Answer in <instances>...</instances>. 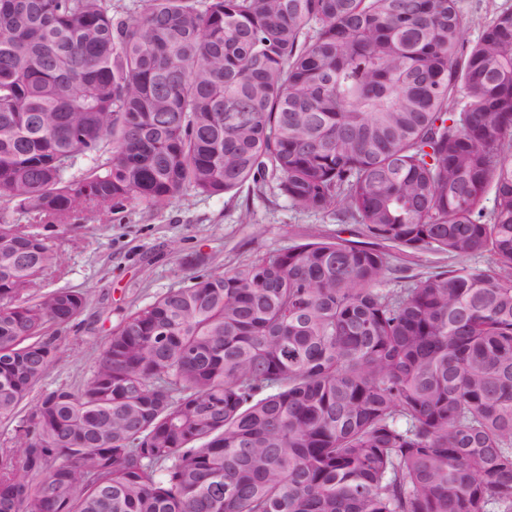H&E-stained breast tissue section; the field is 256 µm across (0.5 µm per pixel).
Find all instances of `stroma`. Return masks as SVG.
<instances>
[{"mask_svg": "<svg viewBox=\"0 0 512 512\" xmlns=\"http://www.w3.org/2000/svg\"><path fill=\"white\" fill-rule=\"evenodd\" d=\"M249 222H241L242 210ZM359 228L333 215L292 208L275 189L254 195L249 187L213 197L185 195L155 208L133 204L109 224L80 220L47 228L62 263L43 282L44 290L81 292L86 306L60 335L59 362L30 394L75 388L90 375L99 347L131 311L204 271H221L267 252L311 241L314 236L357 239ZM392 275H428L453 266L444 254L390 249Z\"/></svg>", "mask_w": 512, "mask_h": 512, "instance_id": "1", "label": "stroma"}]
</instances>
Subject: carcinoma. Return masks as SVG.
Listing matches in <instances>:
<instances>
[{
  "label": "carcinoma",
  "instance_id": "obj_1",
  "mask_svg": "<svg viewBox=\"0 0 512 512\" xmlns=\"http://www.w3.org/2000/svg\"><path fill=\"white\" fill-rule=\"evenodd\" d=\"M142 2L0 0V512H512V11ZM271 182L368 241L196 275L22 411L86 305L34 225ZM459 7L470 21L464 36L469 45L480 37L484 26L497 13L512 10V0H459ZM390 254V265L393 269L387 276V281L383 283L384 288H399L395 277L414 276L409 279L424 277L436 270L448 269L456 265V261L448 258L446 254L436 253H412L397 248H388ZM442 268V269H439Z\"/></svg>",
  "mask_w": 512,
  "mask_h": 512
}]
</instances>
